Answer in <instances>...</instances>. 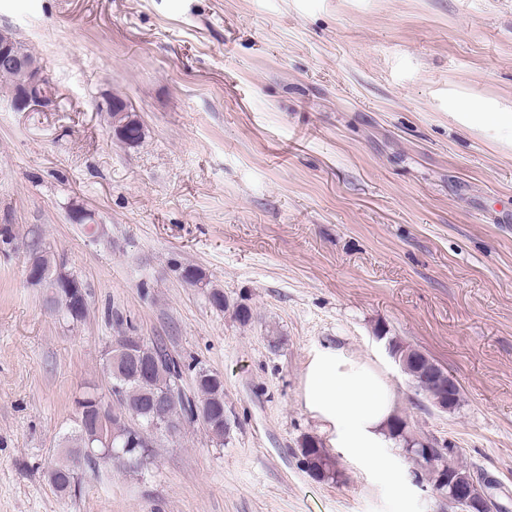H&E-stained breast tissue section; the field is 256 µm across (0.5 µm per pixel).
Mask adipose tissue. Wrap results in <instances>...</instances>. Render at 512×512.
<instances>
[{
	"instance_id": "ef3b65f1",
	"label": "adipose tissue",
	"mask_w": 512,
	"mask_h": 512,
	"mask_svg": "<svg viewBox=\"0 0 512 512\" xmlns=\"http://www.w3.org/2000/svg\"><path fill=\"white\" fill-rule=\"evenodd\" d=\"M304 403L333 434L332 443L352 459L375 460L394 418V390L371 362L326 348L309 362Z\"/></svg>"
}]
</instances>
